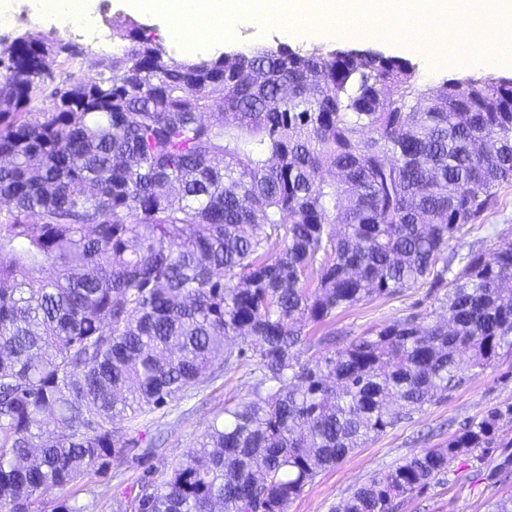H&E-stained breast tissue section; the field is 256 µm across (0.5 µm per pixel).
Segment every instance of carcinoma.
<instances>
[{"mask_svg":"<svg viewBox=\"0 0 512 512\" xmlns=\"http://www.w3.org/2000/svg\"><path fill=\"white\" fill-rule=\"evenodd\" d=\"M112 38L95 77L46 99V57L76 47H0V512H39L140 447L132 421L239 363L229 336L253 345V398L161 486L145 474L134 512H287L512 348V240L450 245L512 183L511 79L428 86L404 58L287 44L177 59L133 24ZM420 283L449 290L448 321L406 316L301 361L307 326ZM501 416L337 512H394L459 454L511 448Z\"/></svg>","mask_w":512,"mask_h":512,"instance_id":"carcinoma-1","label":"carcinoma"}]
</instances>
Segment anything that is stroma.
I'll return each instance as SVG.
<instances>
[{"mask_svg":"<svg viewBox=\"0 0 512 512\" xmlns=\"http://www.w3.org/2000/svg\"><path fill=\"white\" fill-rule=\"evenodd\" d=\"M89 2L98 10L103 25L138 23L147 36L166 43L172 56H182L181 46L169 42L159 20L128 12L125 0ZM405 57L413 63L419 80L429 85L463 76L512 79V65L488 69L413 51L406 52ZM510 238L512 186L502 190L501 203L487 214L484 226L463 229L457 241L487 250L497 241ZM411 313L442 317L446 310L437 293L420 284L397 295L374 296L337 312L317 332L322 335L332 331L350 340ZM227 343L244 351L241 366L218 378L202 379L137 427L135 436L140 440L147 442L159 436L164 439L162 450L149 464H141L136 452H129L115 459L106 473L90 476L79 487L56 489L44 495L43 512H53L57 503L65 499L81 512H114L118 503L129 502L136 496L144 470H152L154 478L164 479L210 423L223 414L226 405L252 397L250 371L255 359L250 353L251 345L237 336L228 337ZM464 377V382L454 390L435 391L430 403L414 412L409 420L372 436L336 466L318 473L289 503L287 512H336L341 500L378 473L402 464L423 449L446 444L460 427L480 420L491 409H503L499 425L512 430V415L506 412L512 406V353L500 355L485 368L465 371ZM511 495L512 448H492L481 456L469 452L458 455L447 473L404 496L398 512H491L495 501Z\"/></svg>","mask_w":512,"mask_h":512,"instance_id":"stroma-1","label":"stroma"}]
</instances>
